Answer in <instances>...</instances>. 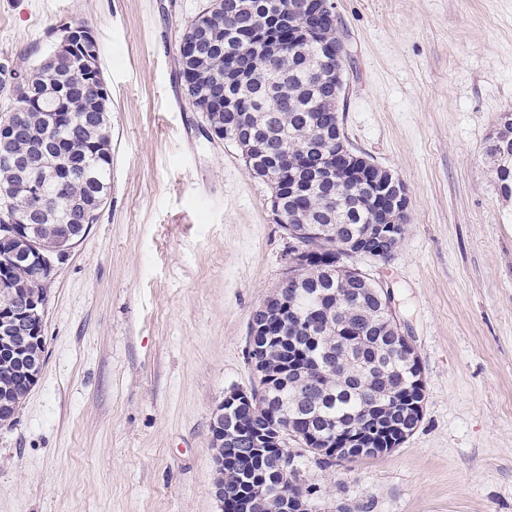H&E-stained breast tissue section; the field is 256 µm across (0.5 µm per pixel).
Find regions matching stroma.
Listing matches in <instances>:
<instances>
[{
  "instance_id": "35a3bbf8",
  "label": "stroma",
  "mask_w": 512,
  "mask_h": 512,
  "mask_svg": "<svg viewBox=\"0 0 512 512\" xmlns=\"http://www.w3.org/2000/svg\"><path fill=\"white\" fill-rule=\"evenodd\" d=\"M206 0H0V58L53 28L93 33L111 98L112 180L48 285L46 358L0 425V512H220L210 421L250 388L254 311L289 239L239 148L209 138L177 46ZM340 119L409 193L388 288L425 383L389 453L300 477L346 512H512V198L487 148L512 112V0H336Z\"/></svg>"
}]
</instances>
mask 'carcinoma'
Wrapping results in <instances>:
<instances>
[{"label": "carcinoma", "mask_w": 512, "mask_h": 512, "mask_svg": "<svg viewBox=\"0 0 512 512\" xmlns=\"http://www.w3.org/2000/svg\"><path fill=\"white\" fill-rule=\"evenodd\" d=\"M237 14L226 16L205 7L187 26L179 44V75L194 107L207 112L218 129H224V98L230 96L253 113L260 131L259 143L242 148L253 173L272 185L288 188L292 168H275L273 160L285 149L302 156L304 148L320 138L323 131L340 122L331 88L313 79L311 68L324 59L325 46L306 37L298 44L283 32L281 56L273 61H252L244 55L252 35L255 11L271 0H240ZM203 21L206 32L193 29ZM21 87L14 83L12 69L0 64V93L9 100ZM31 108L21 114L28 137L11 143L10 150L23 154L40 140L57 142L79 158L82 167L67 176L61 193L55 181L45 185V194L56 210L54 221L42 223L40 233L50 238L55 225L65 224L79 210L90 211L89 223L98 217L96 199L111 188L112 150L107 117L109 96L99 94L85 81L83 72L73 68L51 73L35 68L25 91ZM62 121L50 122L52 114ZM501 195L512 197V163L496 167ZM337 193L323 183L309 184L303 196L284 208L281 227L321 224L330 232L306 240L308 254L315 258L298 282L267 299V311L255 314V321L271 327V336H256L249 359L266 363L264 393L252 406L230 411L225 427L257 432L273 420L287 424L304 440L311 431L324 442L339 444L340 438L371 431L379 424L377 440L395 448L412 434L422 416L393 412L387 390L397 387L412 403L424 406L425 393L418 359L408 360L392 347L393 331L384 319L377 297L378 286L367 276L352 277L344 253L329 262L338 241L360 240L363 258H390L403 239L405 228L392 236L374 238L369 226L375 220L367 208L354 206V198L336 201ZM11 211L26 224H37L31 200L24 192L13 195ZM13 241L0 238V307L6 305L9 290L24 291L35 282V270L28 264L8 259ZM293 305L299 320L281 336L272 325L278 320L280 304ZM28 388L19 384L15 366L0 361V397L13 408L23 404ZM282 448H269L250 461L228 462L225 471L228 497L247 492L251 480L267 485L273 499L259 512H274L282 500L278 495L282 477L277 462Z\"/></svg>", "instance_id": "cac0c4a2"}]
</instances>
